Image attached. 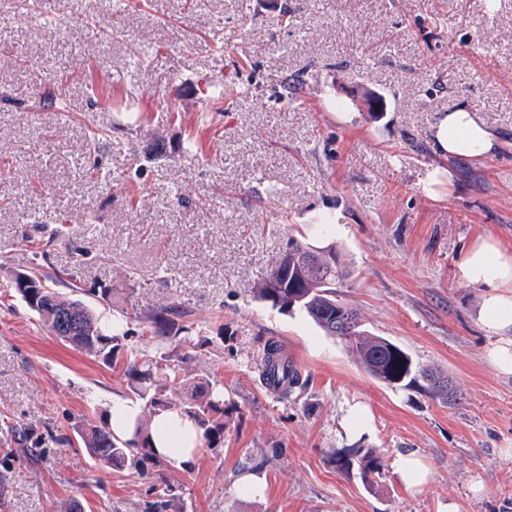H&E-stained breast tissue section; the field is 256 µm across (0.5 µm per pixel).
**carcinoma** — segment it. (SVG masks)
I'll list each match as a JSON object with an SVG mask.
<instances>
[{
	"mask_svg": "<svg viewBox=\"0 0 512 512\" xmlns=\"http://www.w3.org/2000/svg\"><path fill=\"white\" fill-rule=\"evenodd\" d=\"M349 274V267L335 246L318 247L296 241L255 289V295L281 312H302L325 335L347 341L363 369L373 378L390 386H419L424 382L433 395L454 401L447 378L420 369L399 345L363 328L356 312L336 298V284ZM26 275L34 287H16L14 291L50 332L119 371L143 401L144 412L149 416L165 411L186 415L198 427L203 447L213 450L224 444L223 387L186 368L190 351L176 357L164 350L165 345L174 341L179 345L191 343L187 334L192 332L193 322L186 308L171 302L144 315L132 307L125 321L144 324L150 348L131 349L124 324L102 318L96 307L83 300L85 291L81 287L39 265L26 271ZM57 284L67 285L69 292H58ZM73 305L80 309L78 320L73 324L67 319L58 321L65 308ZM260 377L267 389L282 396L304 386L297 364L274 341L263 348ZM184 389L191 390L186 399L180 396ZM144 431L146 427L141 425L137 439L122 441L113 437L109 428L87 423L79 436L101 466L125 470L137 478L157 479L168 460L153 453ZM336 464L344 472L358 470L366 480L380 473L383 459L370 448H350L336 457ZM177 491L179 486L165 485L159 499L149 503L145 512H169L179 500Z\"/></svg>",
	"mask_w": 512,
	"mask_h": 512,
	"instance_id": "cac0c4a2",
	"label": "carcinoma"
}]
</instances>
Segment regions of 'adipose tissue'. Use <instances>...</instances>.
<instances>
[{
	"mask_svg": "<svg viewBox=\"0 0 512 512\" xmlns=\"http://www.w3.org/2000/svg\"><path fill=\"white\" fill-rule=\"evenodd\" d=\"M435 151L469 161L490 156L495 147L491 132L477 121L470 106L459 105L444 115L432 131ZM464 282L483 288V324L488 331L512 328V250L489 236L478 237L458 265ZM149 441L156 453L178 462L195 458L201 438L194 421L174 412L155 417Z\"/></svg>",
	"mask_w": 512,
	"mask_h": 512,
	"instance_id": "obj_1",
	"label": "adipose tissue"
}]
</instances>
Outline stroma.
<instances>
[{
  "label": "stroma",
  "instance_id": "1",
  "mask_svg": "<svg viewBox=\"0 0 512 512\" xmlns=\"http://www.w3.org/2000/svg\"><path fill=\"white\" fill-rule=\"evenodd\" d=\"M486 2L288 0L283 16L271 0H41L0 12V512H55L72 497L85 512H143L154 497L76 432L132 393L15 297V273L38 264L111 288L97 308L115 321L172 301L190 311V365L224 383V445L192 474L171 463L181 512H512V373L490 361L499 337L482 289L457 272L477 237L512 249V0ZM366 91L382 111L356 103ZM462 104L498 141L478 163L432 146L433 125ZM59 224L70 243L36 254ZM294 239L336 245L352 269L337 298L448 375L455 404L377 381L345 341L255 299ZM269 340L304 390L261 384ZM353 403L369 410L359 437L342 427ZM347 448L376 451L381 473L338 470ZM407 450L432 472L416 492L394 473ZM254 473L265 496L240 486Z\"/></svg>",
  "mask_w": 512,
  "mask_h": 512
}]
</instances>
